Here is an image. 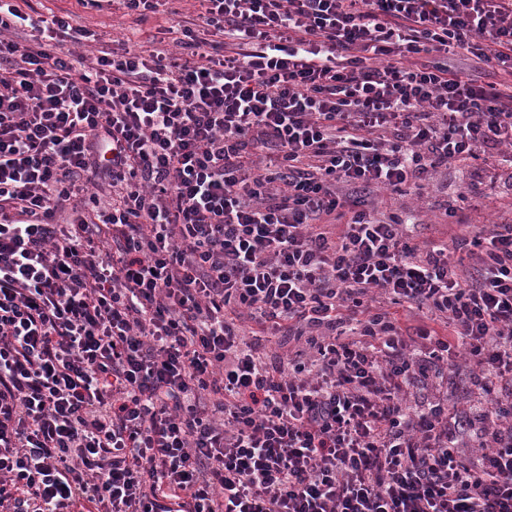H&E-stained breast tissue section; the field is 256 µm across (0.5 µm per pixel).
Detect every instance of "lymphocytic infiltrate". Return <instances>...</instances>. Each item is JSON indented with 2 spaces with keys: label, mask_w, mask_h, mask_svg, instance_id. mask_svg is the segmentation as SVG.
I'll return each instance as SVG.
<instances>
[{
  "label": "lymphocytic infiltrate",
  "mask_w": 512,
  "mask_h": 512,
  "mask_svg": "<svg viewBox=\"0 0 512 512\" xmlns=\"http://www.w3.org/2000/svg\"><path fill=\"white\" fill-rule=\"evenodd\" d=\"M196 2L0 0V512H512V0ZM28 2L45 16L49 15L48 13L51 10L54 12L65 10L75 12L81 16L82 24L101 34L106 41L130 37L132 41L148 45L158 26H169L171 24H168L167 17L161 14L153 15L146 21L137 24L130 17H121V10L115 9L116 3H114L113 8L108 6L101 11H97L84 9L80 6L78 0H28ZM466 179L461 175L448 172V204H455L458 208L455 218H448V223L437 224V219L427 213L424 217L425 225L431 224L423 229L424 224H419L414 232L417 242L423 244L431 239H448V245L452 246L451 236L461 237L469 235L472 228L468 225L473 224H512V198H507L494 191L487 190L486 195L475 201L468 199L465 202L458 200L459 194L466 191ZM461 219L463 224H450Z\"/></svg>",
  "instance_id": "lymphocytic-infiltrate-1"
}]
</instances>
